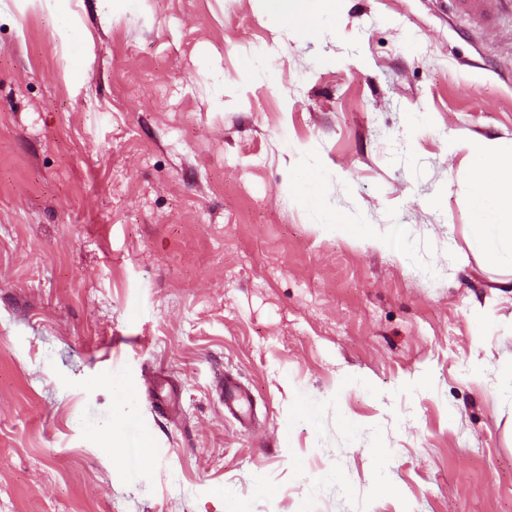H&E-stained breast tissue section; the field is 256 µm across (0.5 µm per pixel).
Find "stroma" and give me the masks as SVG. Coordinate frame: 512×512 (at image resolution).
<instances>
[{
	"label": "stroma",
	"mask_w": 512,
	"mask_h": 512,
	"mask_svg": "<svg viewBox=\"0 0 512 512\" xmlns=\"http://www.w3.org/2000/svg\"><path fill=\"white\" fill-rule=\"evenodd\" d=\"M480 138L512 147V31L448 0L312 40L262 0H0V512H512ZM310 165L367 237L297 202ZM250 405V399L247 394L243 393L236 385L224 380V410L232 415L238 412L246 413L245 406Z\"/></svg>",
	"instance_id": "stroma-1"
}]
</instances>
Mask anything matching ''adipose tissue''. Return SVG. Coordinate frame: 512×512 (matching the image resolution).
Listing matches in <instances>:
<instances>
[{"label": "adipose tissue", "mask_w": 512, "mask_h": 512, "mask_svg": "<svg viewBox=\"0 0 512 512\" xmlns=\"http://www.w3.org/2000/svg\"><path fill=\"white\" fill-rule=\"evenodd\" d=\"M342 8L343 0H267L266 19L276 27H292L302 38L310 39ZM465 175V204L473 218L471 250L488 264L512 267V151L502 150L487 139L473 143ZM325 183L321 169L310 166L301 170L294 183L300 204L331 231L364 235L362 226L348 223L326 206Z\"/></svg>", "instance_id": "obj_1"}]
</instances>
